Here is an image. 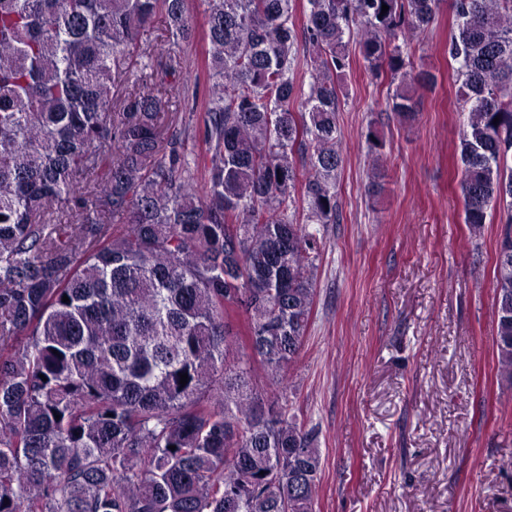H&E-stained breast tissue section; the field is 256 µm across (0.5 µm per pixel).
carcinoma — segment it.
<instances>
[{"label":"carcinoma","instance_id":"obj_1","mask_svg":"<svg viewBox=\"0 0 512 512\" xmlns=\"http://www.w3.org/2000/svg\"><path fill=\"white\" fill-rule=\"evenodd\" d=\"M188 2L0 0V512H315L317 435L254 377L277 387L299 355L310 226L341 220L348 37L409 121L436 76L396 40L441 0H199L201 75L177 53ZM451 9L464 221L504 213L512 385V0ZM202 84L199 159L170 92L194 103Z\"/></svg>","mask_w":512,"mask_h":512}]
</instances>
